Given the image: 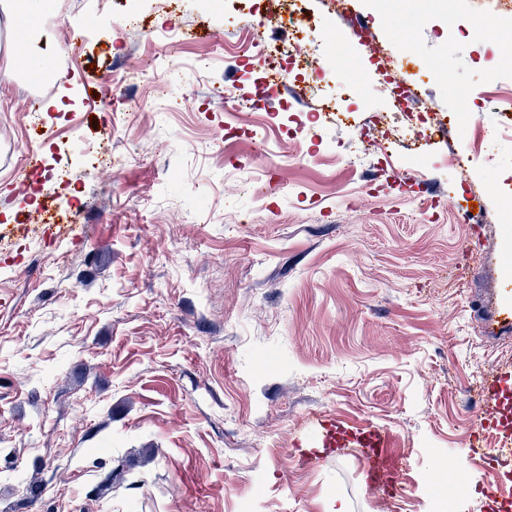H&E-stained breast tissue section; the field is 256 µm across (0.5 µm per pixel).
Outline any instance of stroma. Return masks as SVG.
<instances>
[{"label": "stroma", "mask_w": 512, "mask_h": 512, "mask_svg": "<svg viewBox=\"0 0 512 512\" xmlns=\"http://www.w3.org/2000/svg\"><path fill=\"white\" fill-rule=\"evenodd\" d=\"M36 53L60 110L29 140L51 92L0 73V229L29 206L86 208L79 235L0 238V512H488L497 485L470 434L480 388L512 370L500 260L512 245V66L491 61L499 20L472 0H350L367 42L323 30L328 0H302L307 37L265 23L287 56L266 91L229 59L278 0H55ZM87 32L73 58V28ZM165 27L186 37L157 39ZM117 38L109 52L100 34ZM206 59L198 74L192 61ZM327 61L319 78L308 65ZM81 84L66 83L70 65ZM396 77L415 131L359 157ZM112 82L98 111L85 86ZM446 131L422 140L428 118ZM488 145L467 172L450 153ZM37 188L18 190L28 151ZM206 201L203 210L190 199ZM474 212L475 221L461 216ZM328 415L399 433L414 461L407 498L367 491L347 452L315 470L286 450Z\"/></svg>", "instance_id": "obj_1"}]
</instances>
